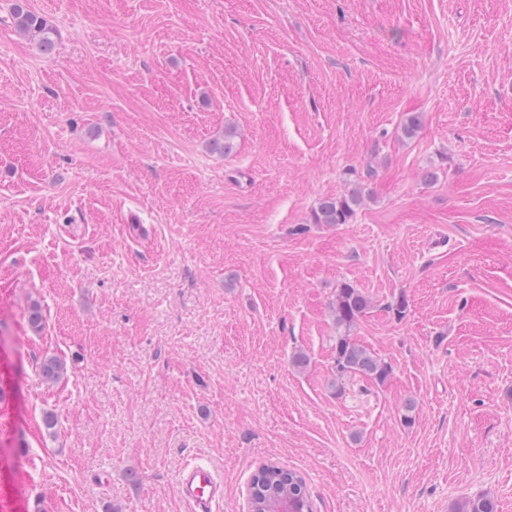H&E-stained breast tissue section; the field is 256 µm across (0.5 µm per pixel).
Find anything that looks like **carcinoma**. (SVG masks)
Wrapping results in <instances>:
<instances>
[{"label":"carcinoma","instance_id":"carcinoma-1","mask_svg":"<svg viewBox=\"0 0 512 512\" xmlns=\"http://www.w3.org/2000/svg\"><path fill=\"white\" fill-rule=\"evenodd\" d=\"M15 27L36 42L47 57L56 46V30L46 20L26 7V0H15L12 12ZM236 131L224 130V135L212 140L210 150L220 155L230 153L235 146ZM363 202L360 186L343 196L322 198L313 210L315 224H347ZM372 307L370 297L350 282L341 283L331 302L332 320L336 327L331 386L351 378L362 377L378 385L391 374V366L369 347L357 342L350 331ZM66 371L64 361L57 356L44 358L39 373L46 381H56ZM287 504L298 507V512H314L304 478L297 472L274 463H264L253 474L249 487L251 512H282ZM459 512H497V504L486 496H476L463 502Z\"/></svg>","mask_w":512,"mask_h":512}]
</instances>
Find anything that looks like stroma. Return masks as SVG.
<instances>
[{"instance_id":"35a3bbf8","label":"stroma","mask_w":512,"mask_h":512,"mask_svg":"<svg viewBox=\"0 0 512 512\" xmlns=\"http://www.w3.org/2000/svg\"><path fill=\"white\" fill-rule=\"evenodd\" d=\"M13 2L0 512H189L194 458L221 512H248L270 461L314 512H512V0H27L50 58ZM353 177V220L313 223ZM344 281L373 302L352 336L392 373L336 393ZM24 2L26 0H15L12 12L14 25L36 42L43 55L50 57L56 46V30L44 18L30 11ZM178 488L181 496L196 512H212L219 493L217 470L211 464L189 463L180 473Z\"/></svg>"}]
</instances>
